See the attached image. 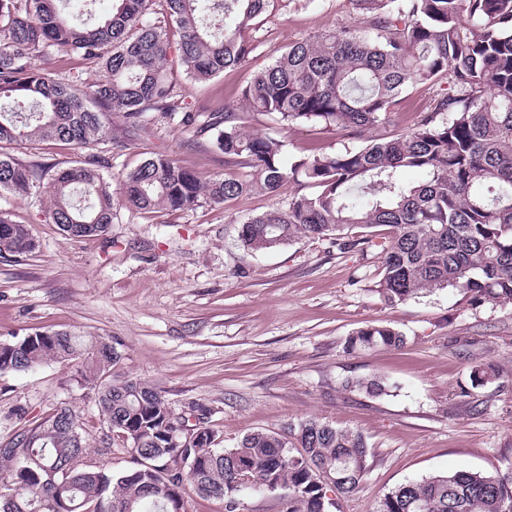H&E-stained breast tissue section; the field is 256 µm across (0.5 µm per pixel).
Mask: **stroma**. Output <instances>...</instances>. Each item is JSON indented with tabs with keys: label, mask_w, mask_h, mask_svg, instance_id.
<instances>
[{
	"label": "stroma",
	"mask_w": 512,
	"mask_h": 512,
	"mask_svg": "<svg viewBox=\"0 0 512 512\" xmlns=\"http://www.w3.org/2000/svg\"><path fill=\"white\" fill-rule=\"evenodd\" d=\"M350 0H288L260 23L259 46L234 71L186 81L188 106L200 117L239 102L254 72L310 33L350 21ZM434 86L405 91L378 134L414 128ZM119 148L106 176L120 177L149 153L179 158L202 180L223 175L224 156L207 137L178 122L133 134L123 114L109 118ZM251 133L282 139L285 160L311 150L335 153L360 139L312 123L279 125L254 113ZM201 201L173 214L121 209L107 232L74 239L51 223L44 190L21 197L0 192V210L26 224L36 247L26 256L0 255V339L37 330H70L109 340L120 371L160 388L175 412L203 406L204 427L232 447L246 432L283 430L309 418L361 432L370 470L341 512H374L395 487L457 470L512 477V304L472 306L454 288L426 292L393 307L375 292L384 232H349L346 244L302 238L264 252L237 241L247 218L284 207L302 190ZM373 322L401 331L403 347L346 353L348 336ZM491 363L500 379L471 389L472 366ZM385 378L388 394L346 391L343 381ZM484 412L469 413L471 399ZM72 407L94 461L112 470L134 460L110 440L79 365L47 363L0 374V448L56 406Z\"/></svg>",
	"instance_id": "obj_1"
}]
</instances>
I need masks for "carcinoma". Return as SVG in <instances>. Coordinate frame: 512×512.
<instances>
[{
  "label": "carcinoma",
  "instance_id": "obj_1",
  "mask_svg": "<svg viewBox=\"0 0 512 512\" xmlns=\"http://www.w3.org/2000/svg\"><path fill=\"white\" fill-rule=\"evenodd\" d=\"M63 0H0V103L29 102L35 111H0V191L29 195L34 167L26 154L47 140L79 151L55 167L46 189L49 219L67 235H102L114 211L192 209L253 192L276 195L302 177L285 209L248 218L244 249H275L299 238L390 229L375 292L388 306L424 291L456 288L475 305L512 303V0H353L360 18L293 42L256 71L242 104L208 120L213 147L229 172L203 181L174 156L153 153L122 175L119 188L102 172L112 151L107 115L129 127L143 115L197 116L185 103L178 70L205 81L241 67L256 49L258 24L281 0H112L93 24L77 21ZM160 14L164 22L150 18ZM42 60L38 65L35 60ZM418 84L439 89L415 128L336 154L286 165L285 141L245 131L251 113L284 126L311 121L354 135L373 129L397 98ZM421 172L411 184L402 171ZM35 249L29 228L0 212V254ZM405 336L382 323L355 331L345 350L398 348ZM81 359V385L112 434L133 448L135 467L114 472L92 462L76 416L60 406L0 450V512H186V487L224 500V512H245L248 492L286 490L282 512H333L321 476L352 494L371 456L358 431L308 419L288 431H250L232 448L195 429L184 447L172 444L179 417L154 385L116 372L121 354L101 336L38 331L0 341V373ZM501 377L492 365L469 374L472 388ZM344 388L377 397L388 382L370 376ZM512 479L457 471L409 481L388 492L376 512H508Z\"/></svg>",
  "mask_w": 512,
  "mask_h": 512
}]
</instances>
